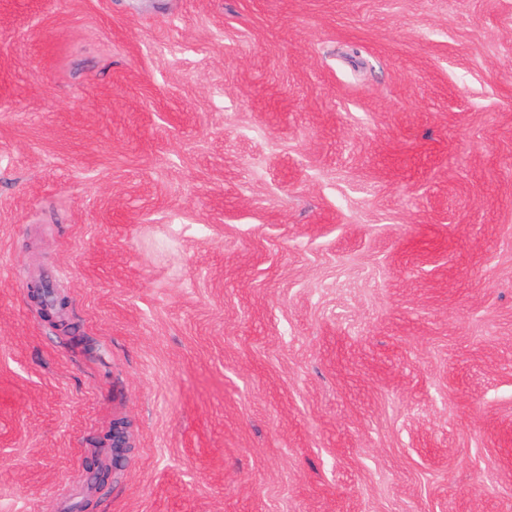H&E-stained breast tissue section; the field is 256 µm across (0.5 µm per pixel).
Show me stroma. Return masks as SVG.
Wrapping results in <instances>:
<instances>
[{"instance_id":"1","label":"stroma","mask_w":512,"mask_h":512,"mask_svg":"<svg viewBox=\"0 0 512 512\" xmlns=\"http://www.w3.org/2000/svg\"><path fill=\"white\" fill-rule=\"evenodd\" d=\"M84 501L512 512V0H0V512Z\"/></svg>"}]
</instances>
